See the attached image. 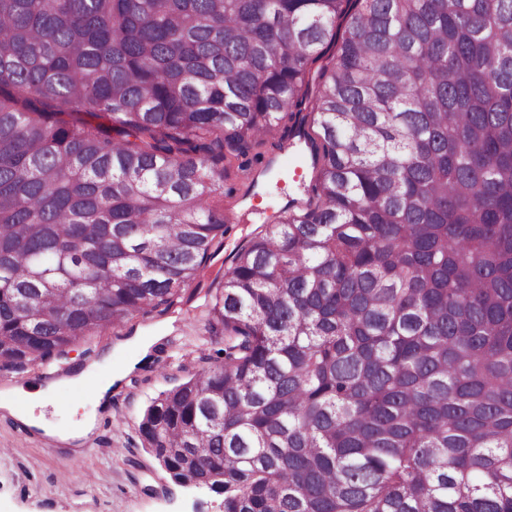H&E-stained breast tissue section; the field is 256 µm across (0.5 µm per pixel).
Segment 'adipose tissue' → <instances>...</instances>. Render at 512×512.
<instances>
[{"label":"adipose tissue","mask_w":512,"mask_h":512,"mask_svg":"<svg viewBox=\"0 0 512 512\" xmlns=\"http://www.w3.org/2000/svg\"><path fill=\"white\" fill-rule=\"evenodd\" d=\"M89 376V370L85 369L70 377L0 389V411L6 412L23 425L42 431L50 439L71 445L73 453H80L78 441L91 433L95 426L94 418L85 417L80 430L64 432L48 422L39 409L53 403L62 389L82 387Z\"/></svg>","instance_id":"ef3b65f1"}]
</instances>
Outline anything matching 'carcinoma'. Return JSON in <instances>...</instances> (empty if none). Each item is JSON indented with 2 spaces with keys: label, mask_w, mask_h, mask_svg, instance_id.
Wrapping results in <instances>:
<instances>
[{
  "label": "carcinoma",
  "mask_w": 512,
  "mask_h": 512,
  "mask_svg": "<svg viewBox=\"0 0 512 512\" xmlns=\"http://www.w3.org/2000/svg\"><path fill=\"white\" fill-rule=\"evenodd\" d=\"M354 2L310 100L344 0H0V362L172 308L224 160L308 103V200L144 449L224 512H512V0ZM336 56V42H326L321 55L310 64V84L308 89L309 97H314L317 91V79L319 72L330 67ZM312 78V79H311Z\"/></svg>",
  "instance_id": "carcinoma-1"
}]
</instances>
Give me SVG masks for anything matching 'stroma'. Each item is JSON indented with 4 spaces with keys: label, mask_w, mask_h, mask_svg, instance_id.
Wrapping results in <instances>:
<instances>
[{
    "label": "stroma",
    "mask_w": 512,
    "mask_h": 512,
    "mask_svg": "<svg viewBox=\"0 0 512 512\" xmlns=\"http://www.w3.org/2000/svg\"><path fill=\"white\" fill-rule=\"evenodd\" d=\"M308 113L284 118L257 151L260 161L232 159L224 165V235L193 282L165 312L138 314L123 327L73 347L65 356L30 363L17 372L0 366V389L41 379L43 372L68 376L73 367H95L101 350L135 336L156 342L112 388V407H95L92 385L62 390L56 403L43 407L45 418L66 428L79 426L83 412H95L96 426L80 456L53 445L42 433L0 416V512H224V497L171 482L145 451L138 432L144 410L161 392L200 369L206 304L238 250L274 223L288 202L307 197L314 176L311 148L298 135L311 129ZM79 400L82 413L69 404Z\"/></svg>",
    "instance_id": "obj_1"
}]
</instances>
